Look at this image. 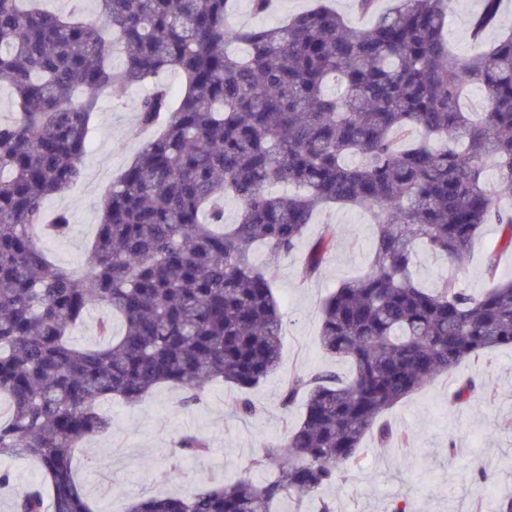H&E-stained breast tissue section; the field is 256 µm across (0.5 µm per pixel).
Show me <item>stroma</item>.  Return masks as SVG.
Here are the masks:
<instances>
[{"label": "stroma", "mask_w": 512, "mask_h": 512, "mask_svg": "<svg viewBox=\"0 0 512 512\" xmlns=\"http://www.w3.org/2000/svg\"><path fill=\"white\" fill-rule=\"evenodd\" d=\"M313 3L277 0L274 12L257 17L249 0H232L229 21L237 27H266ZM482 9L483 0H451L447 36L456 54L481 53L512 31V0H501L495 24L482 40H474L472 20ZM147 92V87L139 86L122 101L100 99L82 178L45 205L48 213L69 214L71 232L62 240L40 229L35 232L39 247L55 264L72 268L87 262L101 204L144 138L136 109ZM327 224L336 227L335 245L314 278L299 277L302 255L298 252L271 271L285 332L277 369L248 392L257 414L237 418L233 411L237 392L219 382L190 407L183 406L182 391L171 386L156 388L136 405L103 403L112 418L111 430L84 441L72 463L95 512H118L133 499L156 494L186 495L217 477L227 481L243 475L257 480L270 477L271 468H256L254 460L283 440L287 419H299L303 412L299 401L288 412L281 406L289 378L329 372L346 379L352 373L347 361L328 355L320 344V304L340 281L366 269L377 227L366 210L328 208L314 215L306 241L318 238ZM496 236V225H486L460 274L463 286L474 293L488 286L485 251ZM470 379L485 385L489 397L452 401V392ZM385 419L403 434V441L382 445L367 437L365 456L343 467L335 483L300 502L281 500L278 512H318L324 502L336 512H390L398 500L407 512H495L500 502L512 498V348H499L478 361L462 363L450 375L438 376L390 409ZM190 433L209 441L207 455L180 456L179 441ZM476 461L491 472L490 483L474 480ZM172 468L176 480H165V472Z\"/></svg>", "instance_id": "1"}]
</instances>
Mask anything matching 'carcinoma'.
I'll return each mask as SVG.
<instances>
[{
	"label": "carcinoma",
	"instance_id": "carcinoma-1",
	"mask_svg": "<svg viewBox=\"0 0 512 512\" xmlns=\"http://www.w3.org/2000/svg\"><path fill=\"white\" fill-rule=\"evenodd\" d=\"M36 2L0 0V89L18 107L0 121V457L38 461L50 495L17 489L12 512H93L71 464L112 427L102 402L135 404L167 384L190 406L214 382L243 391L275 370L284 320L269 266L302 247L325 205L368 209L378 230L369 270L321 307V344L353 376L288 383L282 407L303 393L305 410L286 443L255 461L277 464L266 482L217 479L124 512H274L358 463L366 435L400 440L384 414L401 400L512 347V280L497 277L512 210L496 204L512 198V35L456 56L448 0H400L367 29L323 5L277 26L232 28L230 0H96L93 22ZM484 2L477 40L497 12L498 0ZM169 71L183 81L175 98L160 80ZM143 83L153 90L138 126L159 133L112 182L85 266L49 262L33 230L46 223V200L83 176L100 96L118 102ZM471 84L487 93L477 120L460 104ZM274 184L297 191L273 194ZM227 197L241 205L235 224L224 223ZM70 224L61 212L48 232L64 237ZM488 224L499 228L492 285L473 294L457 272ZM335 235L327 224L305 247L302 278L318 274ZM257 245L264 263L252 257ZM418 245L448 263L436 288L414 277ZM95 308L107 314L103 342L73 344ZM207 448L193 434L180 442L186 457Z\"/></svg>",
	"mask_w": 512,
	"mask_h": 512
}]
</instances>
